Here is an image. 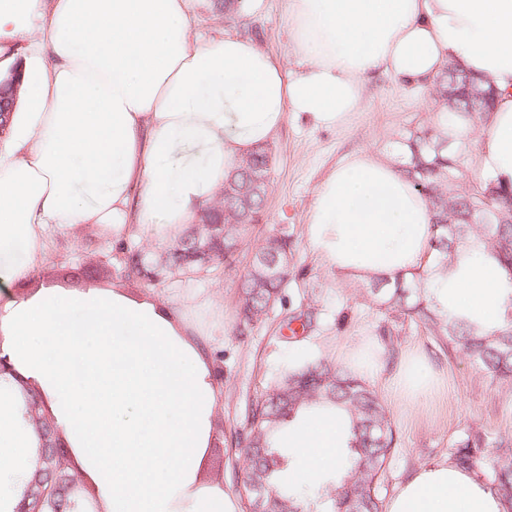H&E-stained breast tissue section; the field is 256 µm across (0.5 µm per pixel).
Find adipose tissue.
Wrapping results in <instances>:
<instances>
[{
  "mask_svg": "<svg viewBox=\"0 0 512 512\" xmlns=\"http://www.w3.org/2000/svg\"><path fill=\"white\" fill-rule=\"evenodd\" d=\"M195 3L0 0V70L21 76L0 116V512H15L43 445L34 394L93 487L94 512H241L209 473L224 412L221 327L196 319L222 311L220 297L37 282L57 236L174 244L289 116L343 127L379 72L422 89L455 64L497 89L474 164L478 177L512 181V0H288L292 74L251 36L197 33ZM431 222L393 159L365 149L327 173L306 236L329 271L368 282L424 269ZM434 294L482 326L499 321L502 282L481 243ZM382 356L374 336L336 350L401 419L436 418L447 372L418 344L396 366ZM347 427L344 411L324 408L280 429L279 447L299 459L294 483L341 469ZM383 512L504 506L445 457L419 464Z\"/></svg>",
  "mask_w": 512,
  "mask_h": 512,
  "instance_id": "obj_1",
  "label": "adipose tissue"
}]
</instances>
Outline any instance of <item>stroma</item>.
<instances>
[{"label": "stroma", "instance_id": "1", "mask_svg": "<svg viewBox=\"0 0 512 512\" xmlns=\"http://www.w3.org/2000/svg\"><path fill=\"white\" fill-rule=\"evenodd\" d=\"M252 20L259 41L283 58L288 71H295L286 0H267L266 10ZM436 111L426 91L402 88L389 75L379 74L369 80L361 111L345 127L319 128L302 119H288L272 143L275 158L263 220L247 226L248 249L238 254L233 265L217 264L208 274H171L156 285V292L163 295L194 291L216 293L224 299L219 365L224 415L214 471L234 494L243 490L246 474L239 462L240 448L249 436V416L256 400L288 368L335 355L337 346L358 336H375L384 342L385 361L390 366L407 345L421 343L436 368L448 372V403L440 418L394 419L397 445L382 476L387 489L405 480L418 463L449 455L452 444L467 429L512 437V384L494 379L462 355H448L423 326L382 312L369 284L329 273L312 255L306 240L309 209L322 180L337 162L365 148L401 158L403 138L410 130L434 125ZM275 228L287 231L293 241L289 284L282 303L242 336L237 330L236 281L250 261L252 245ZM114 252L95 233H83L76 240L57 237L56 258L42 277L65 288L119 282L108 262ZM293 309L314 313L313 330L295 338L284 325Z\"/></svg>", "mask_w": 512, "mask_h": 512}]
</instances>
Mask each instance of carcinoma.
<instances>
[{
	"label": "carcinoma",
	"instance_id": "obj_1",
	"mask_svg": "<svg viewBox=\"0 0 512 512\" xmlns=\"http://www.w3.org/2000/svg\"><path fill=\"white\" fill-rule=\"evenodd\" d=\"M468 75L447 69L428 89L440 107L448 111V129L437 126L414 130L404 142L403 173L428 200L433 213L430 225L431 265L421 273L399 274L391 280L373 283L382 295L386 310L404 315L433 333L448 351L461 352L493 377L512 382V220L504 215L502 224H480L479 215L499 209L512 198V186L475 182L467 192L453 186L464 176L462 151L448 153V144L463 146L462 130L475 116L491 109L493 102L482 103L465 94L448 98V83L464 84ZM272 149L262 147L242 160L234 179L224 183V197L213 204L207 219L224 218V226L205 224L190 228L166 254L157 275L172 270L199 272L204 269L195 252L196 242L210 244L224 252V261L233 263L235 255L247 245V225L255 222L266 194L250 192L251 180L270 181ZM482 242L502 274L507 296L502 305V320L485 329L469 323L439 307L430 287L448 275L459 250L467 241ZM121 276L129 281L151 285L142 273L146 266L143 252L134 246L121 247ZM288 234L277 231L255 248L254 259L241 273L238 330L243 332L262 320L281 300L288 285ZM342 408L350 428L347 459L341 477L329 484L326 496L329 512H382L384 501L381 475L396 445L395 431L387 408L375 390L336 365L321 358L292 369L272 389L265 391L251 410L252 426L241 455L250 462L252 473L260 474L274 488L276 512H312L303 494L283 487L279 472L285 457L276 451V433L286 420L302 409L317 404ZM495 448L490 452L489 448ZM453 460L482 477L500 497L504 512H512V438L495 439L469 429L455 442Z\"/></svg>",
	"mask_w": 512,
	"mask_h": 512
}]
</instances>
